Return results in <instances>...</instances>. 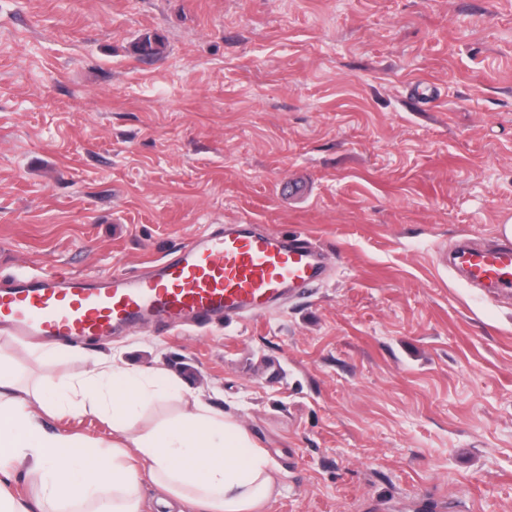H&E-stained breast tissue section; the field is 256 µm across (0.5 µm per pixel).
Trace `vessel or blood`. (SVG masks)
<instances>
[{
	"mask_svg": "<svg viewBox=\"0 0 512 512\" xmlns=\"http://www.w3.org/2000/svg\"><path fill=\"white\" fill-rule=\"evenodd\" d=\"M457 254L470 285L512 288V243L464 242ZM328 268L324 248L307 237L222 224L142 273L54 270L0 278V330L67 344L142 326L169 331L254 319L322 281Z\"/></svg>",
	"mask_w": 512,
	"mask_h": 512,
	"instance_id": "vessel-or-blood-1",
	"label": "vessel or blood"
}]
</instances>
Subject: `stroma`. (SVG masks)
Wrapping results in <instances>:
<instances>
[{"mask_svg":"<svg viewBox=\"0 0 512 512\" xmlns=\"http://www.w3.org/2000/svg\"><path fill=\"white\" fill-rule=\"evenodd\" d=\"M511 221L512 0H0L1 275L133 273L218 224L331 254L255 320L48 363L0 338L46 383L107 352L235 413L264 512H512V288L439 262Z\"/></svg>","mask_w":512,"mask_h":512,"instance_id":"35a3bbf8","label":"stroma"}]
</instances>
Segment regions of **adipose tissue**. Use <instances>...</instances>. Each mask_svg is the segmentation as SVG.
Instances as JSON below:
<instances>
[{
    "mask_svg": "<svg viewBox=\"0 0 512 512\" xmlns=\"http://www.w3.org/2000/svg\"><path fill=\"white\" fill-rule=\"evenodd\" d=\"M157 401L175 407L143 420ZM41 408L109 419L119 439L105 446L48 431ZM20 468L33 501L10 490ZM147 483L164 512H262L280 493L277 468L239 418L187 395L168 373L103 355L80 377L29 387L0 362V512H143Z\"/></svg>",
    "mask_w": 512,
    "mask_h": 512,
    "instance_id": "ef3b65f1",
    "label": "adipose tissue"
}]
</instances>
